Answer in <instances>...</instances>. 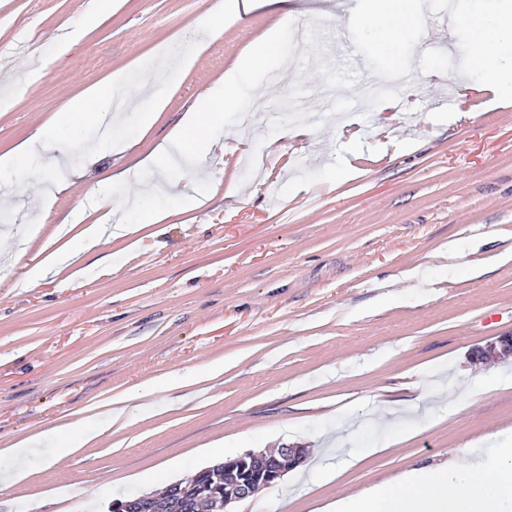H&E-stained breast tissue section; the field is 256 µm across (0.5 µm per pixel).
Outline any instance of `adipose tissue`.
Listing matches in <instances>:
<instances>
[{"instance_id": "ef3b65f1", "label": "adipose tissue", "mask_w": 512, "mask_h": 512, "mask_svg": "<svg viewBox=\"0 0 512 512\" xmlns=\"http://www.w3.org/2000/svg\"><path fill=\"white\" fill-rule=\"evenodd\" d=\"M277 0H216L198 21L203 39L193 44L182 65L190 67L203 53L209 40L219 37L225 23L276 4ZM365 11L355 15L356 23L377 33L376 47L391 63L399 61V47L407 34L417 27L421 16L420 0H368ZM499 9L490 15L478 14L467 21L472 41L470 61L481 72L478 84L464 82L462 90L478 88L487 93L485 108L512 102V0H500ZM283 23H276L265 36L246 51L224 74L202 103L185 112L171 128L156 155L139 160L136 171L159 168L163 158L179 152L190 164L204 160L210 150L213 131L221 121L225 107L254 92L250 81L253 69L273 73L283 61ZM132 85L131 73L110 76L103 87H92L73 99L65 111L56 113L42 132L48 147H55L60 133L88 120L105 117L114 95ZM512 505V442L498 448L492 465L470 455L431 469L415 468L403 478L376 486L356 495L341 498L322 512H506Z\"/></svg>"}]
</instances>
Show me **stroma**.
<instances>
[{
    "instance_id": "obj_1",
    "label": "stroma",
    "mask_w": 512,
    "mask_h": 512,
    "mask_svg": "<svg viewBox=\"0 0 512 512\" xmlns=\"http://www.w3.org/2000/svg\"><path fill=\"white\" fill-rule=\"evenodd\" d=\"M92 0H0V154L33 144L24 173L0 171V448L31 436L26 487L0 490V512L68 488L42 512H110L113 501L157 493L225 455L297 445L300 467L232 504V512H314L324 502L435 466L478 444L493 456L512 431V358L471 353L512 335V103L456 112L471 45L440 29L452 0H423L400 55L415 78L393 76L368 28L349 24L361 0H284L227 24L180 68L215 0H118L64 60L55 43ZM284 18L293 64L226 112L198 169L220 197L179 210L176 169L124 170L155 153L236 58ZM141 62L119 125L65 130L51 169L37 134L72 98ZM440 77H433V70ZM382 102H367L370 84ZM155 126L139 116L157 87ZM454 123L438 122L441 113ZM306 125L292 139L285 128ZM99 184L97 195L88 186ZM56 190L37 237L26 226ZM167 209L159 226L106 236L97 252L24 286L69 215L109 207ZM224 371L201 372L215 360ZM197 376L164 391L165 377ZM154 388L156 412L113 423L66 464L50 460L65 423Z\"/></svg>"
}]
</instances>
